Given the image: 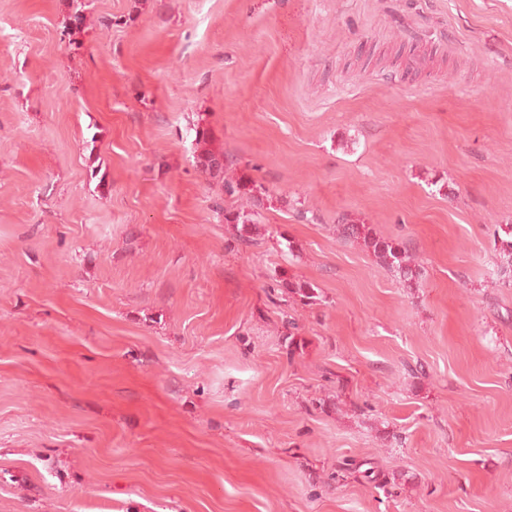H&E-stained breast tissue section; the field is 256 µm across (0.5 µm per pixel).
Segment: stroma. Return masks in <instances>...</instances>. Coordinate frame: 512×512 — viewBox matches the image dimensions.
<instances>
[{
    "label": "stroma",
    "mask_w": 512,
    "mask_h": 512,
    "mask_svg": "<svg viewBox=\"0 0 512 512\" xmlns=\"http://www.w3.org/2000/svg\"><path fill=\"white\" fill-rule=\"evenodd\" d=\"M499 224L512 0H0V512H512ZM340 234L345 239L361 240L371 249L378 262L390 271L396 272L400 278H413V256L407 246L390 239L372 234L366 224H338Z\"/></svg>",
    "instance_id": "stroma-1"
}]
</instances>
